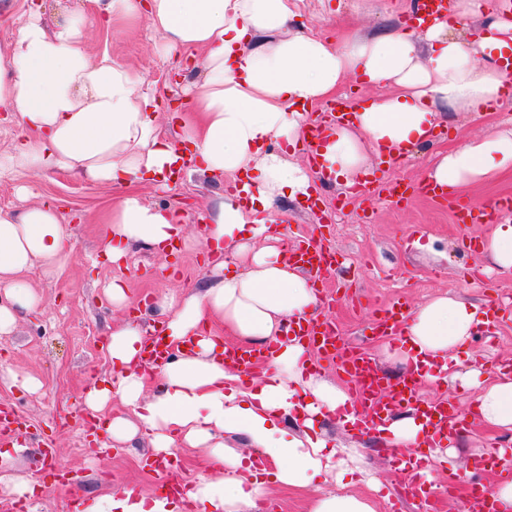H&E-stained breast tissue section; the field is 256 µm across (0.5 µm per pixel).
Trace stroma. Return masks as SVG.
<instances>
[{
	"label": "stroma",
	"mask_w": 512,
	"mask_h": 512,
	"mask_svg": "<svg viewBox=\"0 0 512 512\" xmlns=\"http://www.w3.org/2000/svg\"><path fill=\"white\" fill-rule=\"evenodd\" d=\"M410 0H295V24L304 33L329 39L343 35H368L402 26ZM43 25L52 27L77 17L83 27L91 60L109 56L152 82L159 95L177 101L186 110L190 97L186 87L202 80L200 50L163 53L160 34L147 20L104 21L88 0H38ZM512 127V95L500 105L478 113L457 114L437 131L433 146L412 152L400 163L386 164L367 153L370 196L342 203L340 196L325 200L323 209L304 210L287 201L284 229L289 236H324L329 245L347 259L345 268L332 272L326 286L337 288L351 280L353 302H342L327 315L343 337L362 345L388 376L401 367L388 359L389 339L375 331L377 310L396 296L409 306L426 303L439 295L463 297L479 305L495 296L512 297V271L493 268L482 250L465 246V239L486 237L497 217L490 208L501 196L512 195V168L494 180L464 188L466 200L486 207L482 223L456 224L448 209L414 198L402 204L379 199L383 185L392 180L421 182L426 179L439 152L467 140ZM231 178L217 179L199 171L181 174L167 188L145 182L126 190L105 183L80 180L67 172L25 171L0 177V209L18 210L49 203L57 207L73 246L69 263L48 276L33 266L28 281L40 299L35 314L19 316L11 334L0 335V365L37 378L41 387L29 393L0 378V406L18 413L27 427L40 435L38 443L10 450L0 460V479L16 482L47 479L43 494L28 501L26 512H71L72 498L86 499L118 494L132 489L151 495L156 473L146 466L152 448L146 434L94 453L82 428L83 394L88 383L109 376L107 332L126 317L112 305L104 289L114 270L93 265L105 231V218L126 194H136L142 203L165 205L179 211L192 241L176 255H164L135 245L122 269L133 301L148 299L141 315L154 318L153 302L172 296L182 300L202 290L221 276L215 259L202 250L194 237V218L209 213L230 190ZM462 369L481 370L483 382H491L499 366L512 364V312L504 313L494 342L477 331L460 354ZM323 430L341 452L336 467L352 473L357 489L372 501L375 512H421L417 503L402 500L398 488L404 474L394 471L389 457L393 450L385 438L352 437L347 427L324 421ZM512 446V430L491 429L474 423L448 442L452 452L446 460H432L430 475L435 484L455 482L453 499L437 503L435 512H472L467 491L470 480L494 488L501 477L477 469V461L494 443ZM54 449L55 463L67 465L78 476L77 487L58 482L56 471L41 463V451ZM381 490H373V482ZM335 477H322L304 487L270 485L266 501L273 512H308L311 499L337 491Z\"/></svg>",
	"instance_id": "35a3bbf8"
}]
</instances>
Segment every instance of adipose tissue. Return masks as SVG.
Returning <instances> with one entry per match:
<instances>
[{
	"instance_id": "1",
	"label": "adipose tissue",
	"mask_w": 512,
	"mask_h": 512,
	"mask_svg": "<svg viewBox=\"0 0 512 512\" xmlns=\"http://www.w3.org/2000/svg\"><path fill=\"white\" fill-rule=\"evenodd\" d=\"M106 21L146 19L173 52H205V74L179 134H159L160 102L144 78L109 57L90 61L78 23L46 28L33 21L0 42V110L20 138L0 163V173L64 170L81 179L116 186L151 180L166 184L182 157L213 177L252 174L250 205L224 197L210 211L199 242L233 258L236 269L183 301L162 299L155 308L177 359L156 374L139 361L150 333L130 319L109 334L112 379L87 389L86 410L103 422L116 442L150 435L155 454L177 443L207 449L219 480L188 485L180 499L124 490L92 499L83 512H255L267 485H309L333 466L337 450L314 433L316 418L351 421L346 391L307 373L309 352L285 335L290 320L311 317L319 293L308 273L285 258L271 216L284 199L307 194L310 178L291 160L289 148L303 139L308 105L332 97L350 76L393 91L365 103L349 122L335 126L320 148L323 171L352 181L364 168L365 148L416 150L429 143L447 112H480L498 104L508 82L495 66L512 52V16L490 17L477 38H450L448 19L422 32L398 29L339 43L290 31L291 0H89ZM285 140L287 149L271 144ZM512 168V128L468 141L442 155L429 174L456 191ZM265 237L251 250L249 239ZM182 218L167 206L128 196L112 210L103 235L101 261L121 266L129 244L160 251L184 239ZM72 254L70 234L56 207L0 210V335L12 332L20 313L39 299L26 273L41 264L45 275L61 271ZM483 309L467 300L439 296L412 309L391 357L399 364L423 362L448 371L450 360L482 325ZM253 344L275 343L277 353L251 386L224 363V336ZM479 372L460 374L462 385L479 386L480 422L512 428V376L479 385ZM154 394H146L148 385ZM131 416H109L113 399ZM246 438L256 455L227 453L225 435Z\"/></svg>"
}]
</instances>
